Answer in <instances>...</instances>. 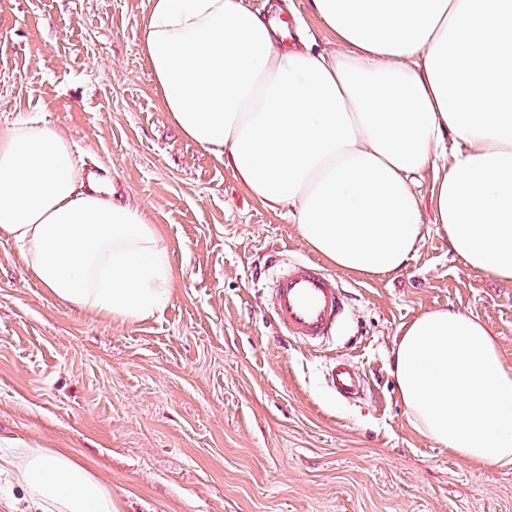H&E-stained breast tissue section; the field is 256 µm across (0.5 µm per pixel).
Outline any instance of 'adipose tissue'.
Masks as SVG:
<instances>
[{
    "instance_id": "adipose-tissue-1",
    "label": "adipose tissue",
    "mask_w": 512,
    "mask_h": 512,
    "mask_svg": "<svg viewBox=\"0 0 512 512\" xmlns=\"http://www.w3.org/2000/svg\"><path fill=\"white\" fill-rule=\"evenodd\" d=\"M343 44L280 45L244 0H150L142 52L160 108L338 269L396 276L438 230L470 268L512 286V0H309ZM0 235L64 305L144 321L175 286L169 246L139 207L86 179L59 129L0 130ZM389 370L421 435L512 467V363L479 319L427 311ZM33 512H120L60 450L0 457Z\"/></svg>"
}]
</instances>
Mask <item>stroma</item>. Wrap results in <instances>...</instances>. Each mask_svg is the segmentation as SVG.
<instances>
[{"mask_svg":"<svg viewBox=\"0 0 512 512\" xmlns=\"http://www.w3.org/2000/svg\"><path fill=\"white\" fill-rule=\"evenodd\" d=\"M317 50L339 44L308 0H245ZM149 0H0V129H63L81 168L113 181L163 232L177 286L144 322L59 304L0 236V453L65 449L121 512H512V469L420 435L388 371L400 329L451 306L512 361V286L470 269L420 195L423 239L394 277L326 265L345 296L329 342L287 337L274 268L314 258L287 216L184 139L142 52ZM337 358L364 379L338 399Z\"/></svg>","mask_w":512,"mask_h":512,"instance_id":"stroma-1","label":"stroma"}]
</instances>
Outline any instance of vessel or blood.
I'll return each mask as SVG.
<instances>
[{
	"mask_svg": "<svg viewBox=\"0 0 512 512\" xmlns=\"http://www.w3.org/2000/svg\"><path fill=\"white\" fill-rule=\"evenodd\" d=\"M272 308L274 320L286 336L318 340L332 334L344 303L333 276L315 261L300 260L276 272ZM327 379L344 397L358 394L361 388L359 373L344 360L330 365Z\"/></svg>",
	"mask_w": 512,
	"mask_h": 512,
	"instance_id": "obj_1",
	"label": "vessel or blood"
}]
</instances>
